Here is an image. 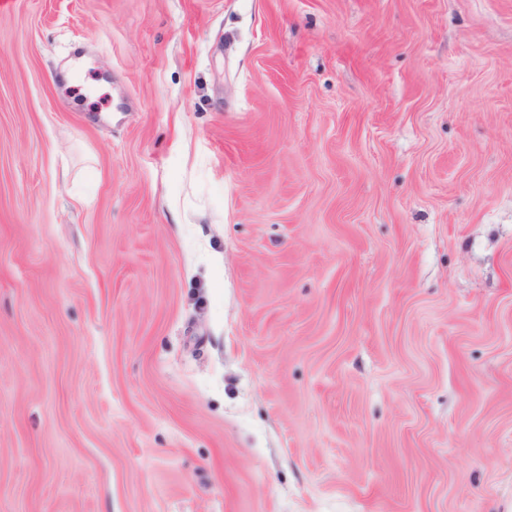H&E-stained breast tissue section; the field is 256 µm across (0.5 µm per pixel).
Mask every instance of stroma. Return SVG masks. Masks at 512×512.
<instances>
[{
  "label": "stroma",
  "instance_id": "35a3bbf8",
  "mask_svg": "<svg viewBox=\"0 0 512 512\" xmlns=\"http://www.w3.org/2000/svg\"><path fill=\"white\" fill-rule=\"evenodd\" d=\"M0 512H512V0H0Z\"/></svg>",
  "mask_w": 512,
  "mask_h": 512
}]
</instances>
